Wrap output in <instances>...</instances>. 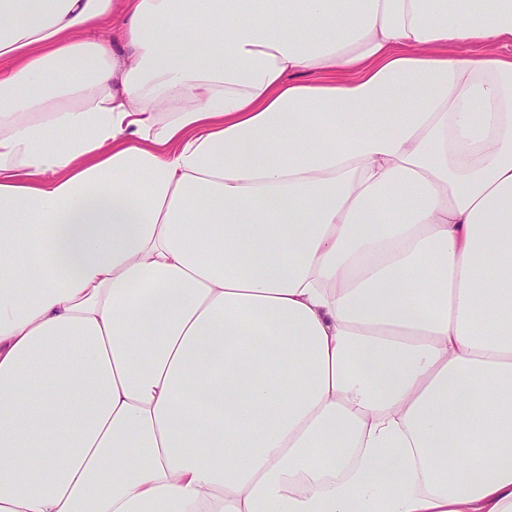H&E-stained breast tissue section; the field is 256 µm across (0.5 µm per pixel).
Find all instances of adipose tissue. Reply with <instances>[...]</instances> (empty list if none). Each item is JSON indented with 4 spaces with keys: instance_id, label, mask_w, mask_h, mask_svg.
I'll return each instance as SVG.
<instances>
[{
    "instance_id": "obj_1",
    "label": "adipose tissue",
    "mask_w": 512,
    "mask_h": 512,
    "mask_svg": "<svg viewBox=\"0 0 512 512\" xmlns=\"http://www.w3.org/2000/svg\"><path fill=\"white\" fill-rule=\"evenodd\" d=\"M258 10L0 0V512H512V0Z\"/></svg>"
}]
</instances>
